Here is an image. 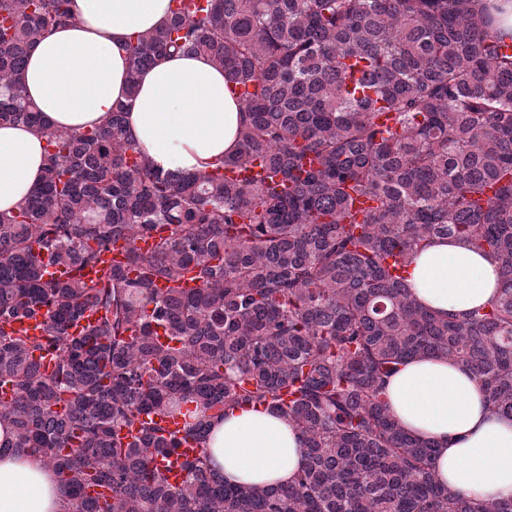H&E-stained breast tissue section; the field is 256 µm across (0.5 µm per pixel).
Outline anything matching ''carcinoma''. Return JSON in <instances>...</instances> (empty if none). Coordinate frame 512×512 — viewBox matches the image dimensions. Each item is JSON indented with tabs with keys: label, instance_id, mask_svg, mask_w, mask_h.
I'll return each instance as SVG.
<instances>
[{
	"label": "carcinoma",
	"instance_id": "carcinoma-1",
	"mask_svg": "<svg viewBox=\"0 0 512 512\" xmlns=\"http://www.w3.org/2000/svg\"><path fill=\"white\" fill-rule=\"evenodd\" d=\"M510 15L512 0L172 4L130 46L129 90L162 57L202 54L247 117L235 153L163 173L123 104L80 132L42 122L22 75L73 21L70 0H0V124L46 138L41 183L0 213V421L71 512H512V498L441 484L435 442L385 395L404 361L448 358L512 418ZM451 237L501 277L496 302L461 321L418 305L406 276L413 252ZM119 240L123 268L104 259ZM41 312V335H17ZM257 405L303 437L292 481L229 485L203 450L168 483L161 462L183 442L202 448L212 419Z\"/></svg>",
	"mask_w": 512,
	"mask_h": 512
}]
</instances>
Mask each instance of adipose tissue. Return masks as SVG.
<instances>
[{"mask_svg": "<svg viewBox=\"0 0 512 512\" xmlns=\"http://www.w3.org/2000/svg\"><path fill=\"white\" fill-rule=\"evenodd\" d=\"M74 24L41 38L23 82L53 128L102 123L129 106L128 127L161 171H199L233 153L244 114L222 68L203 55L178 53L142 70L127 86L128 45L162 26L169 0H71ZM45 141L23 124L0 126V212L15 210L44 174ZM417 303L460 319L490 305L499 289L494 258L459 240H438L407 268ZM389 409L417 438L437 443L439 479L464 495L512 498V420L493 413L481 383L458 364L416 358L387 383ZM0 422V512H66L67 489L40 455L17 454ZM212 467L229 482L276 484L304 461V441L280 415L261 407L228 412L207 439Z\"/></svg>", "mask_w": 512, "mask_h": 512, "instance_id": "ef3b65f1", "label": "adipose tissue"}]
</instances>
